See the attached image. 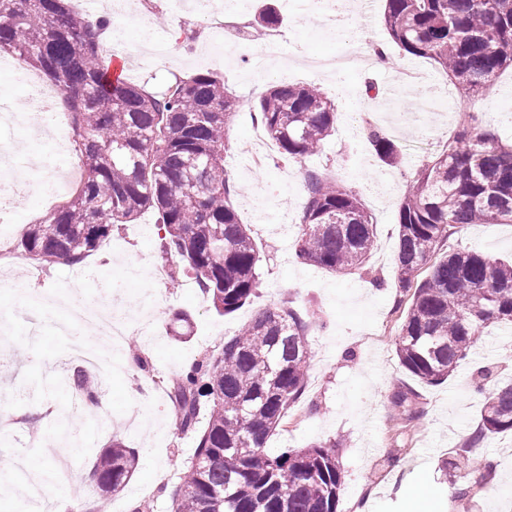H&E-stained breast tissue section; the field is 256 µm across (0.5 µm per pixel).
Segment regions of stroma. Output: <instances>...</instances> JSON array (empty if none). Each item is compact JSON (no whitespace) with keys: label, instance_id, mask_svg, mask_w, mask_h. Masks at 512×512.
I'll return each instance as SVG.
<instances>
[{"label":"stroma","instance_id":"35a3bbf8","mask_svg":"<svg viewBox=\"0 0 512 512\" xmlns=\"http://www.w3.org/2000/svg\"><path fill=\"white\" fill-rule=\"evenodd\" d=\"M267 8L278 14L277 29L287 43L260 80L250 74L260 40H249L230 55L202 60V48L213 41L206 17L191 6L175 9L174 0H144L153 37L170 48L166 57L140 55L142 27L137 13L120 15L123 41L113 42L106 32L101 35L107 55L126 58L125 78L146 90H162L177 76L211 71L239 98L225 165L242 189L234 200L238 215L267 257L258 270L256 295L224 316L212 309L194 281L182 280L174 288L150 277V269L166 265L158 250L152 212L114 230L102 251L84 261L82 272L112 284L118 307L137 311L150 297L159 316L153 332L134 333L120 350L121 359L144 362L141 373L124 371L101 382L105 406L85 423L96 434L92 445L72 441L66 447L73 462L72 478L82 488L76 505L85 512L101 500L108 512H132L139 503L146 512H171L168 490L179 483L194 452V439L178 429L167 397L171 379L186 363L209 352L213 340H227L259 312L284 306L315 312L317 321L307 330L312 364L296 406L300 421L277 428L266 443L270 453L325 441L338 444L344 471L339 512H356L360 507L366 512H512L511 433L490 435L481 442V458L494 460L497 468L488 475L480 467L481 459L472 460L471 478L484 486L470 497L443 499L440 490L447 480L439 471L448 452L461 447L478 426L481 401L470 387L473 370L487 365L494 370L492 384L512 382V331L485 329L476 349L448 381L420 386L424 409L420 422L403 423L387 399L392 385L407 379L394 351L402 322L401 314L394 311L399 292L395 267L399 203L410 169L442 152L451 137L458 93L437 66L404 55L391 43L381 23V0L373 2L368 27L353 34L342 24L321 23L314 0H240V13L253 23ZM375 44L388 52L386 67L337 75L314 74L305 67L314 56L364 54ZM404 67L421 70L423 80L409 87L396 85L394 79ZM261 81L270 86L311 84L334 101L335 131L303 165L277 161L276 147L269 140L262 142L269 158L265 168L252 169L238 156L240 143L257 139L261 132L251 112ZM369 83L379 87V98L364 95ZM472 106L498 129L503 141L512 140V120L507 117L512 111V71L475 98ZM367 110L375 112V125L399 145L403 153L399 165H386L371 150L360 119ZM0 140L32 154L52 153L61 167L75 159L72 142L56 147L52 132L38 127L33 118L1 128ZM305 167L324 171L360 193L376 226V246L364 269L336 275L296 259ZM46 177L43 169L25 171V186L0 215V249H14L21 229L43 216L36 188ZM446 247L511 259L512 224L462 226ZM74 272L64 266L45 270L31 264L23 275L0 276V314L12 321L7 340L12 361L0 367V415L15 420L13 427L0 430V470L13 467L20 457L41 468L55 465V450L45 446L43 438L59 403L46 399L38 388L45 380L68 374L73 366L68 357L71 339L58 333L56 324L65 316L63 302L70 297L68 283ZM176 311L192 316L182 335L169 326ZM375 332L382 340L368 347L363 338ZM115 438L134 449L137 465L122 491L103 497L90 472L95 458Z\"/></svg>","mask_w":512,"mask_h":512}]
</instances>
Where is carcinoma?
Here are the masks:
<instances>
[{
	"mask_svg": "<svg viewBox=\"0 0 512 512\" xmlns=\"http://www.w3.org/2000/svg\"><path fill=\"white\" fill-rule=\"evenodd\" d=\"M383 22L406 54L434 62L471 101L512 69V0H386ZM85 25L70 0H0V50L47 74L72 110L82 186L64 204L22 230L17 250L41 266L75 267L101 250L118 224L145 211L157 216L170 279L192 276L214 310L235 312L254 294L261 248L231 200L224 165L239 102L206 71L151 93L110 78L100 31ZM255 119L280 157L317 153L336 124L335 105L308 84H277L254 105ZM377 156L400 153L378 127L367 129ZM295 243L299 260L331 273L363 268L376 243L359 195L307 170ZM512 223V145L475 112H460L448 146L409 177L398 215L397 301L404 317L395 339L401 366L436 386L468 358L481 330L512 327V261L465 250L444 252L455 228ZM308 321L290 308L258 313L188 372L169 397L182 431L196 433L193 456L172 495V512H338L344 474L336 444L266 450L267 439L299 402L309 376ZM491 368L472 378L483 397L477 430L442 460L441 470L467 498L469 458L489 434L512 433V384L487 390ZM55 395L98 390L75 369ZM421 394L396 384L392 408L415 422ZM206 425L197 429L200 418ZM136 456L112 440L95 463L101 495L123 489Z\"/></svg>",
	"mask_w": 512,
	"mask_h": 512,
	"instance_id": "obj_1",
	"label": "carcinoma"
}]
</instances>
